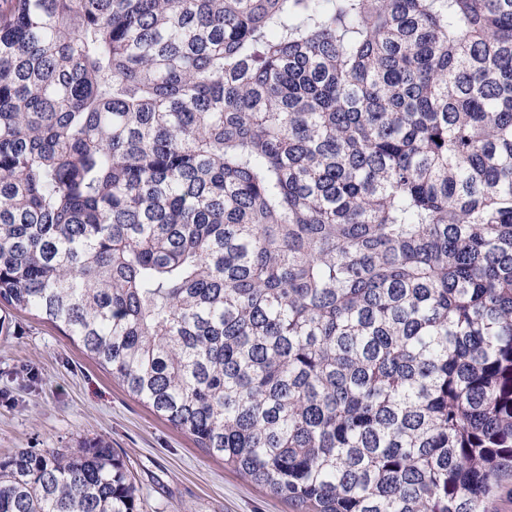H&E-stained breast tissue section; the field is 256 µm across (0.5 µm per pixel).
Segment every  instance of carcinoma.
Masks as SVG:
<instances>
[{
  "label": "carcinoma",
  "mask_w": 512,
  "mask_h": 512,
  "mask_svg": "<svg viewBox=\"0 0 512 512\" xmlns=\"http://www.w3.org/2000/svg\"><path fill=\"white\" fill-rule=\"evenodd\" d=\"M296 512L512 477V0H0V311ZM107 445L0 512H135Z\"/></svg>",
  "instance_id": "carcinoma-1"
}]
</instances>
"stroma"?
Segmentation results:
<instances>
[{"mask_svg": "<svg viewBox=\"0 0 512 512\" xmlns=\"http://www.w3.org/2000/svg\"><path fill=\"white\" fill-rule=\"evenodd\" d=\"M93 441L132 471L138 512H295L158 417L52 325L17 317L0 335V457Z\"/></svg>", "mask_w": 512, "mask_h": 512, "instance_id": "stroma-1", "label": "stroma"}]
</instances>
